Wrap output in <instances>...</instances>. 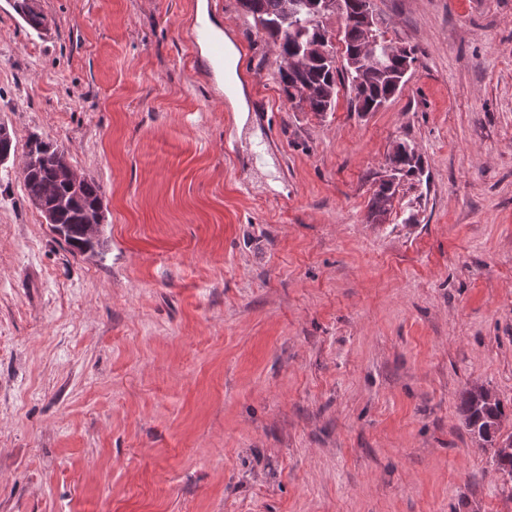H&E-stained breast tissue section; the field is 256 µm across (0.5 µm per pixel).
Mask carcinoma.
Masks as SVG:
<instances>
[{
    "mask_svg": "<svg viewBox=\"0 0 512 512\" xmlns=\"http://www.w3.org/2000/svg\"><path fill=\"white\" fill-rule=\"evenodd\" d=\"M312 0H240L259 29L279 43L281 54L297 55L305 52L317 36V23L310 8ZM14 8L33 28L43 20L34 0H14ZM366 38V30L359 22L344 23L343 43L347 52L358 49ZM416 50L408 48L404 60L385 59L384 66L365 67L361 75L336 65V58L313 62L303 68L280 70L283 92L288 102L311 112H330L336 106L337 80L346 76L350 83V104L354 111L375 112L390 101L403 87V66H413ZM406 178H418L423 173L421 158L409 147H404ZM65 151L42 141L34 154L35 162L22 170L23 186L31 205L39 207L48 200L47 191H55L56 223L66 228L74 242L83 240L82 225L102 206L101 186L92 177L84 178L73 187L57 181V168ZM395 193L393 185L382 182L374 194L371 214L378 218L387 213V206ZM463 423L478 440L495 441L504 414L502 402L484 386L465 389L460 403ZM493 463L506 482H512V440L508 439L494 451Z\"/></svg>",
    "mask_w": 512,
    "mask_h": 512,
    "instance_id": "1",
    "label": "carcinoma"
}]
</instances>
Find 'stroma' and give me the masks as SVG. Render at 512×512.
<instances>
[{
	"label": "stroma",
	"instance_id": "35a3bbf8",
	"mask_svg": "<svg viewBox=\"0 0 512 512\" xmlns=\"http://www.w3.org/2000/svg\"><path fill=\"white\" fill-rule=\"evenodd\" d=\"M197 2L0 0V512H512L459 410L512 435V0H373L417 60L320 114L239 0L206 67ZM33 137L100 182L104 255L28 202ZM398 178V166L394 164H387L385 174L382 176V180L385 182H380L378 190L374 194V199L371 206V216L374 215L375 218H378L384 216L387 213V206L391 202V199L395 193L394 186L388 183L396 182ZM460 412L470 434L492 445L504 414L503 404L496 395L484 386L467 388L461 397Z\"/></svg>",
	"mask_w": 512,
	"mask_h": 512
}]
</instances>
